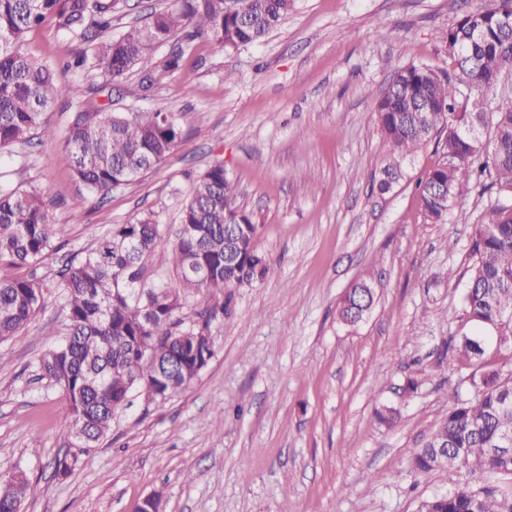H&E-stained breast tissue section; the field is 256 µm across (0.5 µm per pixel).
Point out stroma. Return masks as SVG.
Listing matches in <instances>:
<instances>
[{
    "instance_id": "stroma-1",
    "label": "stroma",
    "mask_w": 512,
    "mask_h": 512,
    "mask_svg": "<svg viewBox=\"0 0 512 512\" xmlns=\"http://www.w3.org/2000/svg\"><path fill=\"white\" fill-rule=\"evenodd\" d=\"M485 2L297 0L258 43L218 52L176 39L158 56L182 50L178 70L135 68L119 85L96 64L71 67L83 43L55 19L28 35L60 94L47 114L53 135L0 151V188L46 193L57 247L39 268L44 310L0 342V476L25 470L23 512H132L158 490L164 512H417L454 485V471L419 473L410 458L449 391L474 394L472 367L449 366L447 348L478 333L462 297L471 226L491 197L486 177L474 178L444 223H425L416 183L441 159L433 142L379 193L394 154L373 108L397 68L453 70L442 36ZM94 84L111 87L113 111L170 112L182 131L170 156L103 199L61 162ZM216 163L260 226L268 274L231 289L211 326L215 355L189 387L149 406L134 399L100 448L56 476L67 400L33 364L66 334L58 272L145 213L174 238L193 184ZM364 279L372 309L344 325L338 306ZM385 406L393 423L378 417Z\"/></svg>"
}]
</instances>
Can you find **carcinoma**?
Masks as SVG:
<instances>
[{"mask_svg":"<svg viewBox=\"0 0 512 512\" xmlns=\"http://www.w3.org/2000/svg\"><path fill=\"white\" fill-rule=\"evenodd\" d=\"M118 0H0V149L30 144L50 133L46 112L60 90L51 69L23 50L27 35L46 18L94 46L99 64L117 81L135 67L155 65L157 49L174 35L207 38L220 51L264 39L296 7V0H174L141 25L100 40L112 26ZM512 0L466 12L444 41L456 48L451 72L410 64L374 107L375 122L395 152L407 155L436 141L441 161L417 188L425 221L440 224L475 173L491 179L498 197L473 225L471 266L463 306L479 330L496 338L497 352L512 356V101L484 111L486 90L512 72ZM491 131L483 139L481 129ZM180 138L175 119L159 111L73 113L62 162L85 188L100 196L163 161ZM180 238L167 248L149 215L114 224L85 256L59 273L69 335L35 363L65 394V452L55 460L61 477L108 437L116 414L137 391L147 402H163L195 380L214 357L212 323L224 317V289L263 279L270 260L256 243L259 225L237 203L224 165L209 168L195 183L180 214ZM56 250L46 194L37 189L0 192V265L27 268L25 275H0V341L22 335L44 308L47 285L38 265ZM170 251L177 288L141 283L157 252ZM197 300L193 317L183 315L186 296ZM364 283L343 299L339 317L353 324L370 308ZM451 361L471 365L485 355L483 341L463 337L449 345ZM472 399L448 393V412L435 442H448L459 474L442 497L418 512H512V451L499 436L512 429V381L486 368L474 382ZM432 448H418L412 466L433 470ZM502 485H482L485 476ZM30 492L19 470L0 481V512H20Z\"/></svg>","mask_w":512,"mask_h":512,"instance_id":"obj_1","label":"carcinoma"}]
</instances>
